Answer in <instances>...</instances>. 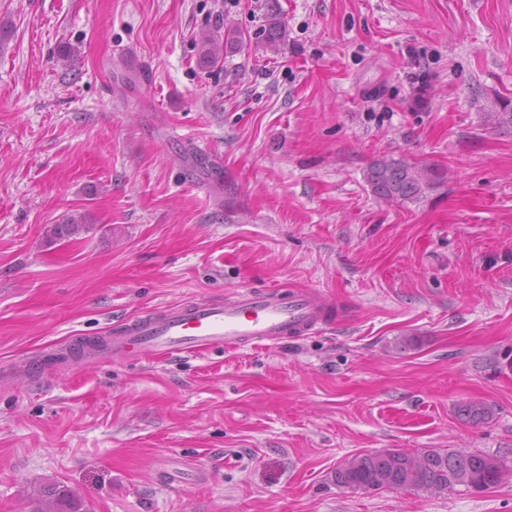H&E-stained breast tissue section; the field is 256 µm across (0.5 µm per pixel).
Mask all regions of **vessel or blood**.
<instances>
[{
    "label": "vessel or blood",
    "mask_w": 512,
    "mask_h": 512,
    "mask_svg": "<svg viewBox=\"0 0 512 512\" xmlns=\"http://www.w3.org/2000/svg\"><path fill=\"white\" fill-rule=\"evenodd\" d=\"M327 307L311 291L247 290L224 301H188L125 320L108 341L114 356L167 357L278 344L320 332Z\"/></svg>",
    "instance_id": "vessel-or-blood-1"
}]
</instances>
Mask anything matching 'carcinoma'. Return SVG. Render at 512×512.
Wrapping results in <instances>:
<instances>
[{"label":"carcinoma","instance_id":"carcinoma-1","mask_svg":"<svg viewBox=\"0 0 512 512\" xmlns=\"http://www.w3.org/2000/svg\"><path fill=\"white\" fill-rule=\"evenodd\" d=\"M264 36L271 45L278 44L284 30L275 11L269 14ZM240 31L231 27L224 30V42L211 36L203 38V60L216 64L223 51L243 44ZM485 121L495 125H512V101L498 103V108L485 114ZM366 180L372 193L388 203L413 202L435 186L438 174L426 165L406 159L382 157L368 169ZM84 228L82 219L72 215L61 224L50 228L59 239L69 238ZM462 415L469 421L480 424L487 420L489 410L473 401L460 406ZM420 463L416 467L408 464V454L401 449L359 454L336 469L333 481L339 486L353 490L370 488L404 489L429 495H445L457 485L471 487L475 484L497 485L498 474L503 466L498 460L476 452L451 448H429L416 453ZM37 512H78L72 495L61 491L49 499Z\"/></svg>","mask_w":512,"mask_h":512}]
</instances>
